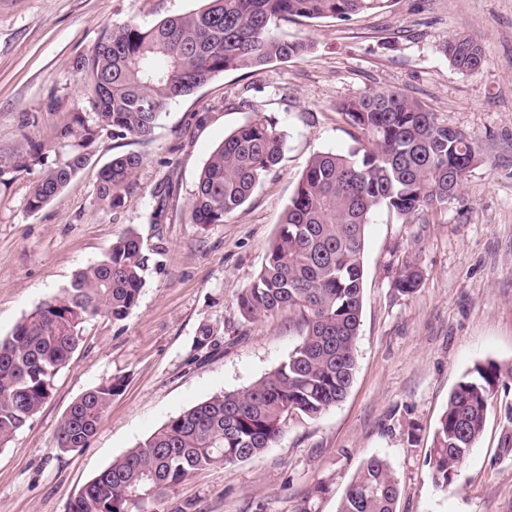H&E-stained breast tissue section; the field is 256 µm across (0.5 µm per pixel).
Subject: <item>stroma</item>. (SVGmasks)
<instances>
[{"mask_svg":"<svg viewBox=\"0 0 512 512\" xmlns=\"http://www.w3.org/2000/svg\"><path fill=\"white\" fill-rule=\"evenodd\" d=\"M205 0H0V158L69 151L54 138L74 114L91 119L75 67L104 25H143ZM279 34L309 43L301 57L227 71L173 104L151 139L102 134L69 185L38 212L27 201L41 169L0 175V337L113 241L136 231L150 261L139 303L121 322L84 326L50 398L0 448V512H65L82 485L170 418L252 385L285 361L299 328L282 315L253 322L238 296L265 261L311 157L354 148L339 102L394 90L440 124L475 139L480 159L447 207L401 220L379 210L366 231L357 365L345 399L291 423L242 463L197 471L154 512H336L362 462L385 458L404 492L398 512H512V378L502 377L484 431L455 484L437 488L426 455L448 395L476 364L512 367V0H389L347 20L292 19ZM465 32L481 67L455 71L443 47ZM286 135L281 162L223 223L190 222L201 169L225 137L257 115ZM143 158L119 208L98 199L113 157ZM165 189V206L155 193ZM418 265L413 295L394 280ZM123 377L86 447L55 448L56 429L87 390Z\"/></svg>","mask_w":512,"mask_h":512,"instance_id":"obj_1","label":"stroma"}]
</instances>
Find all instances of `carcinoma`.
<instances>
[{
	"mask_svg": "<svg viewBox=\"0 0 512 512\" xmlns=\"http://www.w3.org/2000/svg\"><path fill=\"white\" fill-rule=\"evenodd\" d=\"M388 0H208L205 8L166 17L152 26L106 24L95 46L76 60L86 79L94 123L77 116L56 139L81 150L59 156L28 200L37 212L89 161L98 131L114 139H149L170 106L230 70L266 66L302 55L308 44L278 34L291 17L344 20L384 8ZM462 73L482 61L477 39L459 34L443 49ZM356 130L359 147L323 152L307 163L284 211L265 263L238 297L247 321L286 314L300 325L288 358L250 387L216 394L170 418L144 441L86 482L65 512H149V505L194 472L244 462L272 447L293 420L316 419L347 395L356 369L364 282L365 232L381 208L401 219L448 205L478 160L472 139L439 124L419 103L392 91L336 105ZM285 134L256 116L224 138L198 178L190 220L206 227L243 206L279 163ZM42 162L33 149L0 173ZM143 159L112 158L99 173L98 197L121 206ZM148 257L128 232L101 262L77 272L60 297L45 301L0 338V447L40 410L53 380L82 341V327L98 317L122 321L137 306ZM421 270L408 264L397 291L415 293ZM502 378L494 362L477 364L456 384L427 455L429 476L452 486L481 436L488 402ZM123 389L119 377L80 395L63 418L55 447H85ZM403 494L392 466L366 459L348 484L337 512H397Z\"/></svg>",
	"mask_w": 512,
	"mask_h": 512,
	"instance_id": "obj_1",
	"label": "carcinoma"
}]
</instances>
